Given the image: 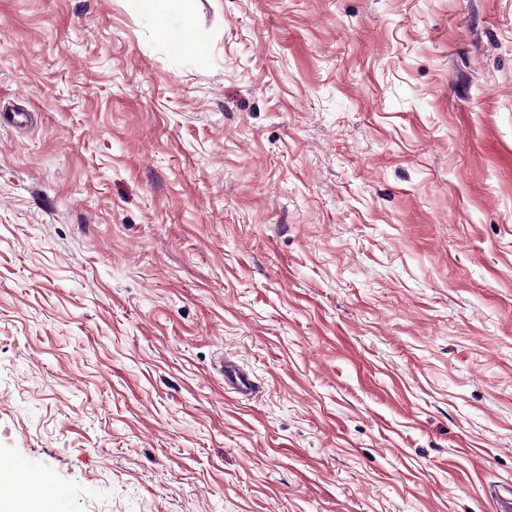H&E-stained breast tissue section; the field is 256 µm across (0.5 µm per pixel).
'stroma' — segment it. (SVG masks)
<instances>
[{
	"label": "stroma",
	"instance_id": "stroma-1",
	"mask_svg": "<svg viewBox=\"0 0 512 512\" xmlns=\"http://www.w3.org/2000/svg\"><path fill=\"white\" fill-rule=\"evenodd\" d=\"M159 3L0 0V460L55 512H489L512 0ZM219 374L224 380V391L248 398L257 388L255 376L236 361L225 357L219 365Z\"/></svg>",
	"mask_w": 512,
	"mask_h": 512
}]
</instances>
